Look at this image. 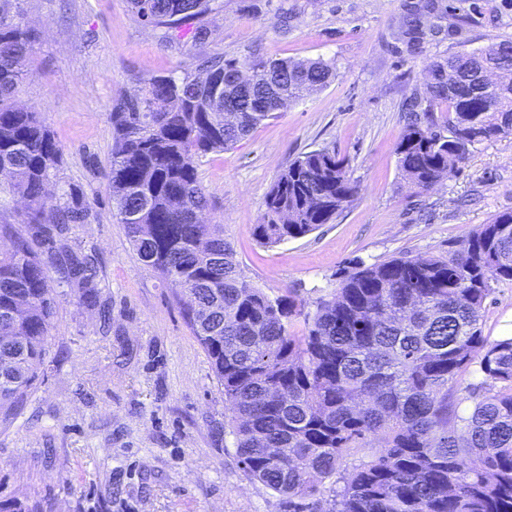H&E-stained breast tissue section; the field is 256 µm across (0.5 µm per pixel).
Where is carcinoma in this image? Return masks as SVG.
<instances>
[{
	"mask_svg": "<svg viewBox=\"0 0 512 512\" xmlns=\"http://www.w3.org/2000/svg\"><path fill=\"white\" fill-rule=\"evenodd\" d=\"M13 0H0V190L27 202L34 224H83L89 207L46 187L62 149L37 113L13 101L35 36ZM214 0H130L165 41L208 34ZM499 81L474 90L479 56L428 65L422 116L397 143L401 177L417 191L454 174L471 148L512 134V41L487 47ZM202 74L153 75L118 100L107 191L139 258L174 288L211 360L231 412L239 463L250 478L311 512L316 478H336L331 512H512V337L483 334L494 285L512 282V212L480 224L448 255L400 256L347 269L310 315L290 297L247 282L221 224H206L198 157L242 140L260 123L335 77L323 59L214 55ZM221 104L212 103L217 86ZM442 112V119L434 113ZM358 193L348 162L326 147L304 153L271 184L255 227L264 244L331 224ZM97 304V269L83 253L42 259L24 241L0 250V413L9 416L47 356L52 275ZM303 317L304 331L291 330ZM479 373L459 411L463 376ZM371 459L351 467L359 454Z\"/></svg>",
	"mask_w": 512,
	"mask_h": 512,
	"instance_id": "1",
	"label": "carcinoma"
}]
</instances>
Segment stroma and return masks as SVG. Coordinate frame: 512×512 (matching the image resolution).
Masks as SVG:
<instances>
[{
  "instance_id": "1",
  "label": "stroma",
  "mask_w": 512,
  "mask_h": 512,
  "mask_svg": "<svg viewBox=\"0 0 512 512\" xmlns=\"http://www.w3.org/2000/svg\"><path fill=\"white\" fill-rule=\"evenodd\" d=\"M415 0H218L208 37L160 40L128 0H19L39 39L19 104L38 112L62 149L50 183L91 207L85 224L52 229L36 249L94 255L97 306L58 279L47 362L15 415L0 420V504L28 512H288L285 498L238 462L224 389L186 325L172 288L145 266L107 191L109 112L143 78L195 72L205 55L336 64L321 91L198 161L205 217L223 225L246 280L314 312L344 267L447 253L478 225L512 211V135L476 145L459 170L418 193L400 176L396 144L427 67L512 40V0H437L435 17L469 14L462 36L427 37L409 52L400 31ZM326 147L359 186L330 224L272 247L254 228L273 181ZM512 329V283L495 287L485 335Z\"/></svg>"
}]
</instances>
